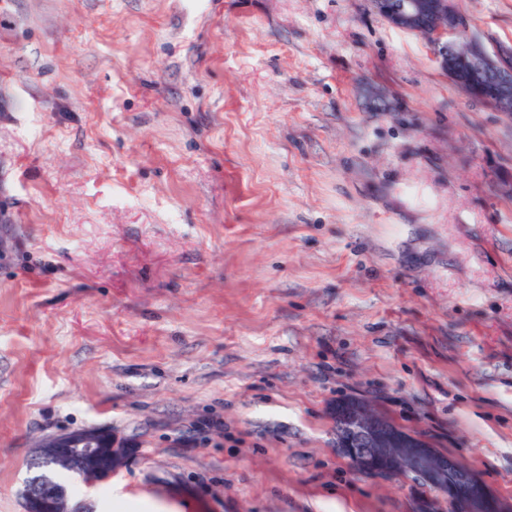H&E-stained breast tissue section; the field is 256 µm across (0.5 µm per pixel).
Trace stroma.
<instances>
[{"instance_id": "stroma-1", "label": "stroma", "mask_w": 512, "mask_h": 512, "mask_svg": "<svg viewBox=\"0 0 512 512\" xmlns=\"http://www.w3.org/2000/svg\"><path fill=\"white\" fill-rule=\"evenodd\" d=\"M512 45V0H455ZM366 399L512 500V114L370 0H0V512H413ZM104 434L111 436L107 447L101 443ZM113 447L111 432L90 428L47 438L33 456L46 462H65L85 483L92 485L112 475L108 461L119 450ZM32 471V474L24 481L20 491L24 504V512H87L81 507L73 509L68 508L67 494L65 486L61 484L57 477L62 474L70 473L61 467H50L47 469L50 478L59 485L58 488L45 472Z\"/></svg>"}]
</instances>
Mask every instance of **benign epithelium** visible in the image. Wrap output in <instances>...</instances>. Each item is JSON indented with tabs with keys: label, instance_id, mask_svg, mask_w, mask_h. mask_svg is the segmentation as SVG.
I'll use <instances>...</instances> for the list:
<instances>
[{
	"label": "benign epithelium",
	"instance_id": "obj_1",
	"mask_svg": "<svg viewBox=\"0 0 512 512\" xmlns=\"http://www.w3.org/2000/svg\"><path fill=\"white\" fill-rule=\"evenodd\" d=\"M373 9L394 27L437 40V60L442 71L467 96L476 97V87L461 72H476L493 84L494 97L484 102L501 112L512 110V48L466 36L459 45L456 36L469 32L467 20L454 0H371ZM103 429L90 428L46 439L34 457L46 462H65L87 484L112 475L108 465L116 456L113 445L101 443ZM336 448L360 475L382 474L409 482H425L453 502L457 512H512V501L495 495L487 486L468 496H457L472 480V471L453 456L433 448L424 438L392 426L388 418L360 399L339 416ZM24 512H85L68 508L67 494L44 472L34 471L20 491Z\"/></svg>",
	"mask_w": 512,
	"mask_h": 512
}]
</instances>
